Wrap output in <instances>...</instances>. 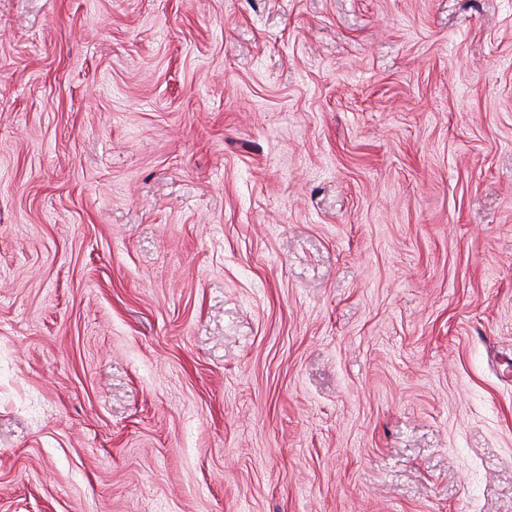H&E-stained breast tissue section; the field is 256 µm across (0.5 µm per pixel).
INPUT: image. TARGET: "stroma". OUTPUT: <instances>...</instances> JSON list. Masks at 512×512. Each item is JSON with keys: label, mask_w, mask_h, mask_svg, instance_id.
I'll list each match as a JSON object with an SVG mask.
<instances>
[{"label": "stroma", "mask_w": 512, "mask_h": 512, "mask_svg": "<svg viewBox=\"0 0 512 512\" xmlns=\"http://www.w3.org/2000/svg\"><path fill=\"white\" fill-rule=\"evenodd\" d=\"M0 512H512V0H0Z\"/></svg>", "instance_id": "obj_1"}]
</instances>
